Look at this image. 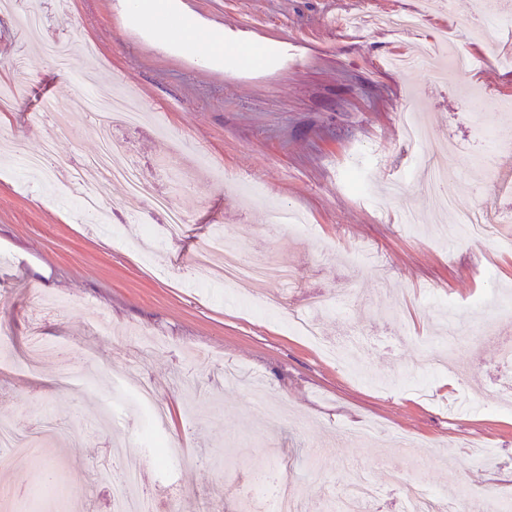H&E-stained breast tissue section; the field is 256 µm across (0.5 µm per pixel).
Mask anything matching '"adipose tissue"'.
Masks as SVG:
<instances>
[{"label":"adipose tissue","instance_id":"adipose-tissue-1","mask_svg":"<svg viewBox=\"0 0 512 512\" xmlns=\"http://www.w3.org/2000/svg\"><path fill=\"white\" fill-rule=\"evenodd\" d=\"M123 8L144 21L164 41H179L195 49V59L204 68L224 57V41L214 30L177 12L174 0H121Z\"/></svg>","mask_w":512,"mask_h":512}]
</instances>
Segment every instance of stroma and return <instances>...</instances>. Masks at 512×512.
Instances as JSON below:
<instances>
[{"instance_id": "35a3bbf8", "label": "stroma", "mask_w": 512, "mask_h": 512, "mask_svg": "<svg viewBox=\"0 0 512 512\" xmlns=\"http://www.w3.org/2000/svg\"><path fill=\"white\" fill-rule=\"evenodd\" d=\"M224 34V64L205 69L182 45L149 34L119 0H38L39 35L26 0H0V83L16 86L0 111V422L31 426L44 410L65 419L67 439L39 461L0 457V489L40 487L63 512H112V486L94 476L103 460L122 472L134 457L150 485L173 477L213 498L220 512H251L228 493L255 472L285 470L300 512H338L352 468L365 471L376 512H402L401 474L436 495L491 498L512 512V410L501 398L512 362L501 347L466 339L484 322L512 323V250L447 239L418 145L400 130L413 108L455 145L434 157L448 170L440 190L457 205L512 208V148L491 152L473 123L490 99L512 100V24L469 40L475 0H180ZM420 11V29L399 35L373 16ZM481 57L477 71L444 74L443 32ZM75 102L124 94L143 114L115 137L143 180L189 216L175 240L144 237L143 199L124 183H81L100 150L91 119L70 114L59 134L39 94ZM52 150L60 167L38 175L22 160ZM492 155L494 180L477 157ZM96 190L111 228L82 222L79 193ZM301 213L304 227L267 228L271 207ZM255 261L288 267L280 312L254 310L251 283L199 281L193 265L216 228ZM368 243L382 265L351 258ZM322 292L334 306L309 312ZM56 299L62 314L31 328L28 312ZM312 313L336 341L355 326L367 343L346 363L296 334L291 316ZM116 329L98 332L101 319ZM91 364L51 356L25 364L29 338ZM71 369L76 381L61 389ZM146 380L168 407L161 436L181 448L161 462L136 448L144 419L129 411L113 432L118 380ZM287 415L267 423L266 404Z\"/></svg>"}]
</instances>
